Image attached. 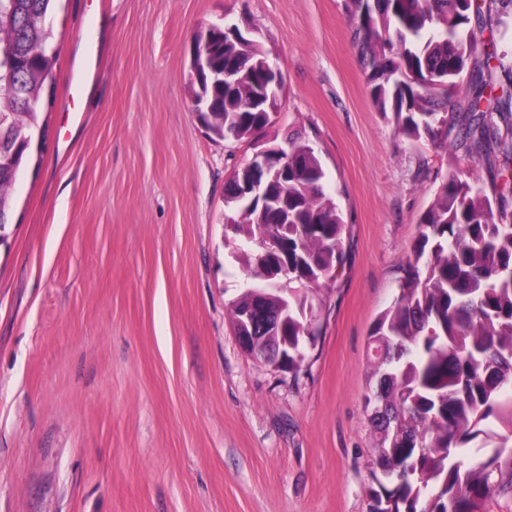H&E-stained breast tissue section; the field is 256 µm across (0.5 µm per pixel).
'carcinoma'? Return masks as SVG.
Instances as JSON below:
<instances>
[{
	"instance_id": "obj_1",
	"label": "carcinoma",
	"mask_w": 512,
	"mask_h": 512,
	"mask_svg": "<svg viewBox=\"0 0 512 512\" xmlns=\"http://www.w3.org/2000/svg\"><path fill=\"white\" fill-rule=\"evenodd\" d=\"M353 40L372 102L418 140L440 132L493 167L512 159V86L485 94L497 67L474 58L487 19L477 0H351ZM56 0H0V228L32 142L45 136L37 105L57 55ZM207 63L193 69L200 119L216 140L253 141L271 122L274 89L265 52L210 33ZM469 93L457 110L464 76ZM225 228L247 278L231 303L255 305L267 359L296 374L315 344L314 302L343 265L345 224L321 160L291 136L270 169L236 170L224 185ZM420 231L393 302L370 332L375 389L369 424L381 477L370 512H483L512 489V211L488 196L475 171L452 170L419 220ZM288 288V300L269 288ZM481 440L483 452L465 453Z\"/></svg>"
}]
</instances>
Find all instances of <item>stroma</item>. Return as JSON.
<instances>
[{
	"label": "stroma",
	"instance_id": "obj_1",
	"mask_svg": "<svg viewBox=\"0 0 512 512\" xmlns=\"http://www.w3.org/2000/svg\"><path fill=\"white\" fill-rule=\"evenodd\" d=\"M224 22L283 76L264 141L309 140L346 224L295 375L229 323L246 280L224 182L255 149L211 140L189 87L197 31ZM53 30L0 245V512H369L370 331L449 169L498 182L378 112L346 0H61Z\"/></svg>",
	"mask_w": 512,
	"mask_h": 512
}]
</instances>
